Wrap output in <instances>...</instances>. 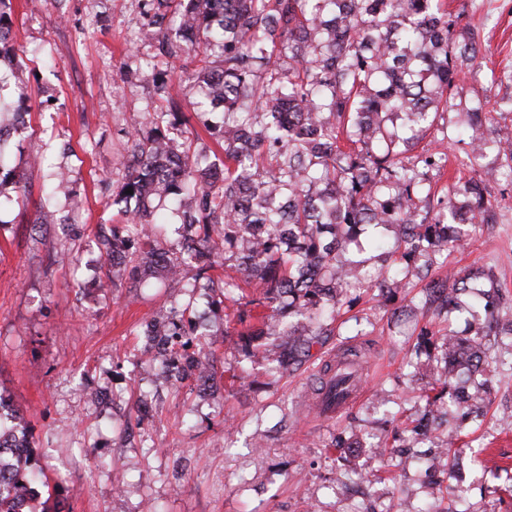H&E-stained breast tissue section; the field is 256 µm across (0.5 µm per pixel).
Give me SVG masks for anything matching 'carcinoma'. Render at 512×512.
<instances>
[{"label":"carcinoma","instance_id":"cac0c4a2","mask_svg":"<svg viewBox=\"0 0 512 512\" xmlns=\"http://www.w3.org/2000/svg\"><path fill=\"white\" fill-rule=\"evenodd\" d=\"M445 0H149L150 24L162 30L178 18L181 40L159 41L158 56L186 57L203 104L224 118L214 136L224 159L192 152L177 136L184 124L173 85L156 72L157 93L169 105L148 113V134L136 129L122 162L123 175L112 206L135 227L139 252L112 232V266L121 274L157 269L173 278L192 264L205 274L219 261H235L224 277L223 298L243 286L259 296L236 309L235 324L245 355L288 371L296 330L286 324L283 303L322 334V319L348 303L345 288L362 276L361 262L347 246L365 224L398 227V258L379 254L381 288H404L405 279H430L422 308L443 307L481 279L465 311L486 320L476 337L425 326L420 335L443 352V375L468 367L475 392L486 352L482 337L512 334V320L495 315L503 298L493 268L431 272L448 251L466 241L465 227L497 223L488 186L512 177V129L493 126L480 102L466 108L461 128L470 149L459 158L469 177L446 190L434 189L429 173L447 161L437 129L434 146L415 153L438 113L458 107L456 77L471 71L480 54L477 32L460 25ZM9 0H0V55L10 53ZM223 57L216 69L209 58ZM492 163L486 162L489 155ZM64 176L44 188L38 220L54 219L53 202ZM133 193H128V190ZM155 201L176 202L181 223L198 226L171 252L155 246L154 225L164 223ZM176 323L163 316L144 332L148 341ZM171 332V331H169ZM177 335V332H171ZM33 452L0 454V512H18L10 484L28 479Z\"/></svg>","mask_w":512,"mask_h":512}]
</instances>
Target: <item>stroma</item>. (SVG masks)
I'll list each match as a JSON object with an SVG mask.
<instances>
[{
    "mask_svg": "<svg viewBox=\"0 0 512 512\" xmlns=\"http://www.w3.org/2000/svg\"><path fill=\"white\" fill-rule=\"evenodd\" d=\"M474 25L482 67L464 98L495 97L512 78V0H447ZM9 44L32 111L8 143L19 182L0 184V407L16 411L34 445L35 484L50 483L67 512H512V338L488 336L491 381L482 417L449 420L431 437L408 431L427 411L440 353L418 334L421 310L376 288L373 250L362 285L308 356L287 373L247 360L234 336L217 337L215 384L160 382L142 331L159 315L191 309L224 325V307L197 287L152 273L112 274L99 238L116 222L112 198L127 134L160 100L149 75L161 34L145 0H13ZM189 143L222 154L207 129L194 79L170 65ZM70 199L38 223L43 186L57 172ZM28 204L12 203L17 183ZM497 221L448 257L461 270L493 267L512 296V180L492 184ZM358 355L363 397L340 416L313 405L330 353Z\"/></svg>",
    "mask_w": 512,
    "mask_h": 512,
    "instance_id": "1",
    "label": "stroma"
}]
</instances>
